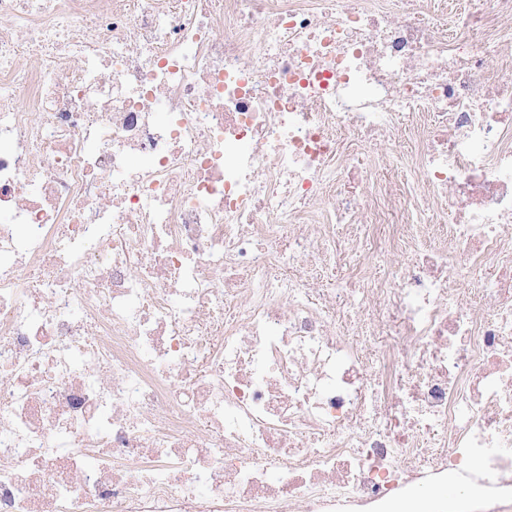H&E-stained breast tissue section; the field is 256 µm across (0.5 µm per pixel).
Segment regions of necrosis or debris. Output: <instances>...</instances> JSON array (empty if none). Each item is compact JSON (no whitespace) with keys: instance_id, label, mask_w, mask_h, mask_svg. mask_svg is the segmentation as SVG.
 <instances>
[{"instance_id":"4bbe7bcc","label":"necrosis or debris","mask_w":512,"mask_h":512,"mask_svg":"<svg viewBox=\"0 0 512 512\" xmlns=\"http://www.w3.org/2000/svg\"><path fill=\"white\" fill-rule=\"evenodd\" d=\"M450 474L512 512V0H0V512Z\"/></svg>"}]
</instances>
